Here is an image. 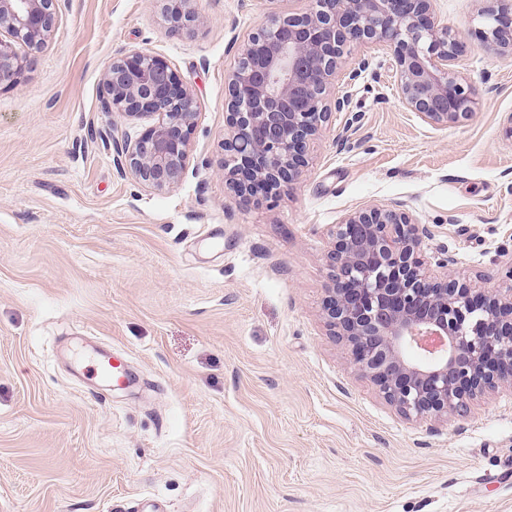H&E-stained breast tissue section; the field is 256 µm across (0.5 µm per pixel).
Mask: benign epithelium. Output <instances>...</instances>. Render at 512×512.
Segmentation results:
<instances>
[{
  "mask_svg": "<svg viewBox=\"0 0 512 512\" xmlns=\"http://www.w3.org/2000/svg\"><path fill=\"white\" fill-rule=\"evenodd\" d=\"M173 32L200 17L191 0H164ZM472 34L476 47L512 58V6L488 0ZM58 0H0V88L27 66L16 44L41 50L54 31ZM383 45L396 67L405 107L446 127L475 115L473 87L448 64L465 51L461 36L434 13L432 0H313L302 14L270 12L242 46L228 87L226 185L243 204L297 183L330 111L329 89L350 49ZM106 112L158 116L139 136L113 142L118 168L169 191L186 173L197 103L170 65L142 52L117 58L104 74ZM327 253L331 286L322 301L330 336L354 369L407 418L441 421L506 385L512 388V286L481 290L463 281L445 251L428 257L425 227L406 211L375 205L336 225Z\"/></svg>",
  "mask_w": 512,
  "mask_h": 512,
  "instance_id": "benign-epithelium-1",
  "label": "benign epithelium"
}]
</instances>
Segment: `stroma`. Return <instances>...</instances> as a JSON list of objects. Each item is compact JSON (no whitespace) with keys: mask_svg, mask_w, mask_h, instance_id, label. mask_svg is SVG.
I'll use <instances>...</instances> for the list:
<instances>
[{"mask_svg":"<svg viewBox=\"0 0 512 512\" xmlns=\"http://www.w3.org/2000/svg\"><path fill=\"white\" fill-rule=\"evenodd\" d=\"M309 0H59L51 38L0 89V512H512V392L436 424L406 419L320 317L334 225L401 204L460 276L512 264V62L468 49L476 117L402 103L387 47L310 149L293 190L240 206L220 171L241 45ZM482 0H434L470 39ZM146 52L194 94L183 181L156 192L112 142L148 120L102 109V73ZM123 359L131 382L102 384ZM171 32L188 31L200 22V17L188 4L191 0H162Z\"/></svg>","mask_w":512,"mask_h":512,"instance_id":"stroma-1","label":"stroma"}]
</instances>
